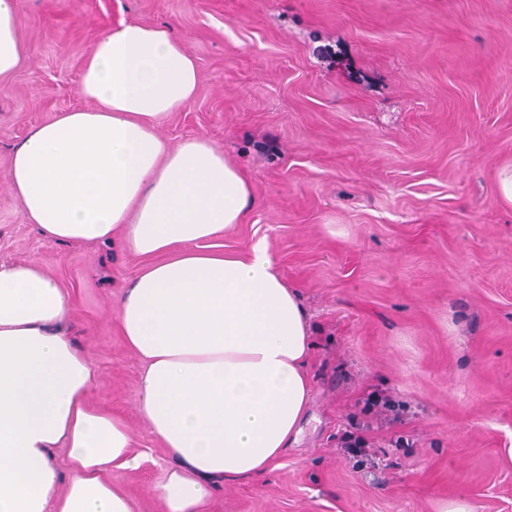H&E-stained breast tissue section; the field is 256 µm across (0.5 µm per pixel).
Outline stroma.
Returning <instances> with one entry per match:
<instances>
[{"label":"stroma","instance_id":"stroma-1","mask_svg":"<svg viewBox=\"0 0 512 512\" xmlns=\"http://www.w3.org/2000/svg\"><path fill=\"white\" fill-rule=\"evenodd\" d=\"M20 67L0 80V262L66 292L68 332L96 368L91 401L126 421L145 512L170 459L138 411L141 363L114 302L135 259L46 241L11 193L29 129L87 107L98 36L167 25L195 59V99L159 133L201 134L256 205L219 245L264 242L307 312L309 413L268 476L222 483L214 512H512V0H15ZM403 409L362 431L370 393ZM365 435L368 455L345 452Z\"/></svg>","mask_w":512,"mask_h":512}]
</instances>
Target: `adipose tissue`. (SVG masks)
Masks as SVG:
<instances>
[{
    "mask_svg": "<svg viewBox=\"0 0 512 512\" xmlns=\"http://www.w3.org/2000/svg\"><path fill=\"white\" fill-rule=\"evenodd\" d=\"M24 54L14 2L0 0V79ZM198 84L170 27L120 23L83 66L90 108L33 126L9 168L44 239L116 243L141 262L117 319L141 361L138 410L172 460L154 488L161 512H211L215 482L280 467L311 397L308 319L265 243L210 246L245 222L250 183L207 137L159 134ZM68 314L42 267L0 262V512H136L112 473L140 457L124 421L90 402L97 371Z\"/></svg>",
    "mask_w": 512,
    "mask_h": 512,
    "instance_id": "obj_1",
    "label": "adipose tissue"
}]
</instances>
